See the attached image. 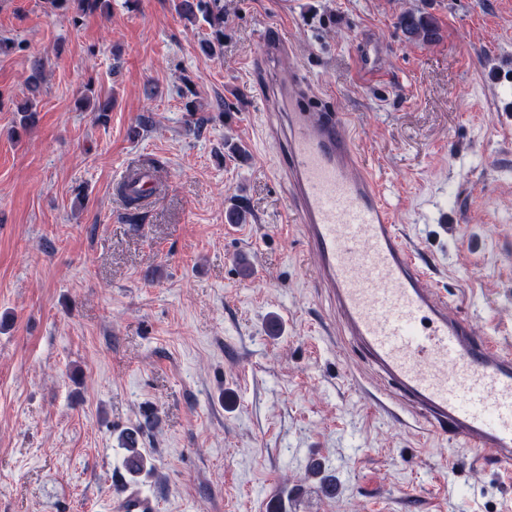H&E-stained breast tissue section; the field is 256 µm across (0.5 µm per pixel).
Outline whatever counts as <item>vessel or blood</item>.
<instances>
[{
	"label": "vessel or blood",
	"instance_id": "b4317fda",
	"mask_svg": "<svg viewBox=\"0 0 512 512\" xmlns=\"http://www.w3.org/2000/svg\"><path fill=\"white\" fill-rule=\"evenodd\" d=\"M250 70L265 78V135L280 146L276 173L315 262L314 285L387 383L373 400L385 410L401 400L435 433L511 466L512 350L478 335L429 286L422 256L390 219L382 180L361 161L343 115L317 106L318 90L287 42L264 40ZM127 184L146 197L159 189L146 167ZM116 509L155 512V505L132 491Z\"/></svg>",
	"mask_w": 512,
	"mask_h": 512
}]
</instances>
